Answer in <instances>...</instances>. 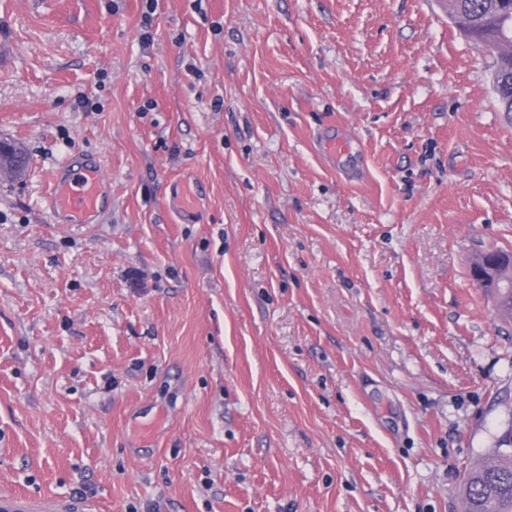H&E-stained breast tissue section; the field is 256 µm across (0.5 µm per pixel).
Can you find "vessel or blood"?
<instances>
[{
	"label": "vessel or blood",
	"instance_id": "1",
	"mask_svg": "<svg viewBox=\"0 0 512 512\" xmlns=\"http://www.w3.org/2000/svg\"><path fill=\"white\" fill-rule=\"evenodd\" d=\"M354 139L350 136L328 138L317 136L316 146L328 164L346 156L353 148ZM103 176L99 165L90 164L70 177L54 175L49 197V208L53 217H67L69 223L86 224L98 214ZM0 512H78L77 508L57 506L47 508L23 496L0 498Z\"/></svg>",
	"mask_w": 512,
	"mask_h": 512
}]
</instances>
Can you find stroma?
<instances>
[{"instance_id": "stroma-1", "label": "stroma", "mask_w": 512, "mask_h": 512, "mask_svg": "<svg viewBox=\"0 0 512 512\" xmlns=\"http://www.w3.org/2000/svg\"><path fill=\"white\" fill-rule=\"evenodd\" d=\"M494 68L439 0H0L29 157L0 173V496L457 512L512 448V325L470 274L512 250ZM89 157L99 222L52 219ZM354 138L344 136L340 138H327L319 134L316 138V146L322 158L331 166H335L338 158L346 156L353 149Z\"/></svg>"}]
</instances>
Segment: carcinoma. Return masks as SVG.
Returning <instances> with one entry per match:
<instances>
[{
  "label": "carcinoma",
  "instance_id": "obj_1",
  "mask_svg": "<svg viewBox=\"0 0 512 512\" xmlns=\"http://www.w3.org/2000/svg\"><path fill=\"white\" fill-rule=\"evenodd\" d=\"M462 13L460 26L467 37L496 58L493 90L500 110L512 116V0H449L448 15ZM500 258L491 272L492 291L501 318L512 319V252L492 246L480 252L473 265ZM461 512H512V450L496 448L463 478Z\"/></svg>",
  "mask_w": 512,
  "mask_h": 512
}]
</instances>
